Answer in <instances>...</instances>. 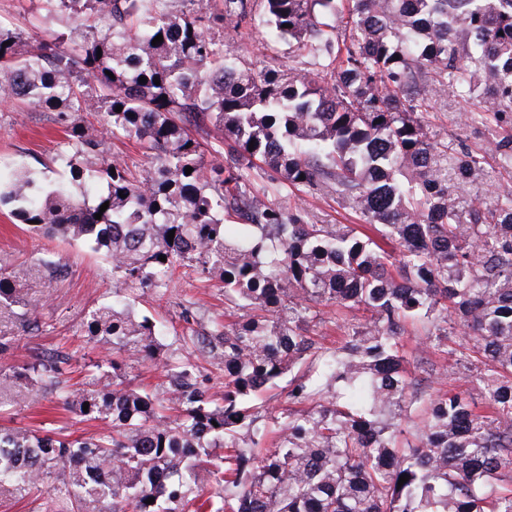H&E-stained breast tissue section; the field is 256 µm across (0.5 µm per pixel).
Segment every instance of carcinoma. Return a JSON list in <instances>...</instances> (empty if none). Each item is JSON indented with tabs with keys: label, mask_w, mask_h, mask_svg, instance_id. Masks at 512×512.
Instances as JSON below:
<instances>
[{
	"label": "carcinoma",
	"mask_w": 512,
	"mask_h": 512,
	"mask_svg": "<svg viewBox=\"0 0 512 512\" xmlns=\"http://www.w3.org/2000/svg\"><path fill=\"white\" fill-rule=\"evenodd\" d=\"M40 2L73 25L34 43L0 26V100L55 113L70 183L20 164L0 173V204L35 231L89 242L130 291L160 292L187 267L243 315L189 337L185 354L127 304L94 310L85 334L112 359L91 385H66L57 355L11 379L105 426L77 438L0 427V487L25 495L56 473L64 489L49 512H211L194 470L222 448L220 512H512V192L454 194L436 158L479 182L484 155L432 140L426 121L448 91L477 104L472 118L497 128L487 151L512 174V0H259L258 12L224 0L221 22L258 13L296 43L298 72L239 67L200 6ZM84 113L138 142L151 166L100 150ZM211 122L224 140L207 168L194 132ZM254 169L330 190L365 225L308 223L254 195ZM27 275L0 272V303L24 317L36 308L19 295ZM321 302L369 317L327 347L309 333ZM410 319L467 371L481 404L454 390L421 403L399 347ZM144 362L164 369L155 389L129 377ZM208 364L224 368L219 399ZM283 379L288 408L272 417L252 397Z\"/></svg>",
	"instance_id": "carcinoma-1"
}]
</instances>
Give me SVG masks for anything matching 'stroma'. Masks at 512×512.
Wrapping results in <instances>:
<instances>
[{
  "instance_id": "1",
  "label": "stroma",
  "mask_w": 512,
  "mask_h": 512,
  "mask_svg": "<svg viewBox=\"0 0 512 512\" xmlns=\"http://www.w3.org/2000/svg\"><path fill=\"white\" fill-rule=\"evenodd\" d=\"M0 24L24 30L29 39H42L51 33L68 31L72 21L67 14L42 12L38 0H0ZM224 52L239 65L256 70L265 67H296L302 56L296 44L271 36L267 27L255 23L240 29H225ZM472 104L454 97L433 101L427 115L433 140L445 142L455 138L479 149L486 145L491 132L485 125L468 118ZM62 138L61 128L52 113L36 108H18L0 102V164L11 161H51L56 144ZM448 183L467 201H484L506 187L512 188V177L502 171L494 157H487L484 181L468 183L453 175L452 162H445ZM251 190L269 202L304 211L313 224H360L359 215L341 206L333 192L325 189H289L272 184L269 177L251 176ZM52 262L63 266L64 279H49L44 268ZM24 266L30 273L22 284L28 300L34 301L32 314L39 323L36 334L23 326L20 310L0 306V426L31 431L71 434L96 433L100 425L68 411L56 402L54 394L38 399H19L9 374L13 367L29 361L32 355L61 351L72 358L73 366L82 368L83 380H90V365L110 359L103 347L89 342L82 323L99 306L123 296L124 288L112 276V266L103 254L92 251L80 241H63L29 230L10 215V208L0 206V267ZM138 314L153 318L161 327L164 343L194 332L205 333L224 321V290L216 282L200 281L195 274L177 271L166 294L146 288L132 297ZM422 324L408 325L402 338L409 361V378L423 396L451 387L478 396L459 367H449L446 376H426V360L443 362V355L433 353L423 344Z\"/></svg>"
}]
</instances>
